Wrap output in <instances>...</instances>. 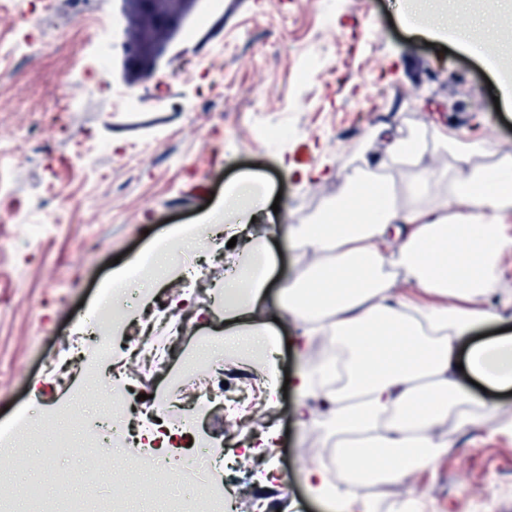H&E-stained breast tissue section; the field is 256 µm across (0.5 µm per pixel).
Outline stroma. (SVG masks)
Returning <instances> with one entry per match:
<instances>
[{"label":"stroma","instance_id":"stroma-1","mask_svg":"<svg viewBox=\"0 0 512 512\" xmlns=\"http://www.w3.org/2000/svg\"><path fill=\"white\" fill-rule=\"evenodd\" d=\"M404 0H224L221 17L193 41L181 32L162 39L159 55L135 63L116 57L105 83L87 79L95 65L89 25L108 32L121 0H0V427L18 422L37 429L18 453L13 481L38 488L13 512H171L148 480L133 476L128 494L108 482L85 483L89 467L109 470L134 460L138 448L80 452L82 431L71 406L87 373L99 382L82 410L101 414L111 366L132 365L133 351L152 340L147 327L160 315L182 326L161 364L145 370L138 388L148 397L131 421L156 429V403L168 397L205 342L220 346L227 397L248 392L241 414H263L278 429L272 446L249 472L210 474L231 483L237 512H254L271 497L282 512H333L307 489L304 470L335 440L297 416L288 391L276 407L266 381L248 361L234 358L224 336V307L216 297L231 248L194 246L185 259L202 274L183 281L152 278L136 284L135 299L118 300L126 321L111 340L109 366L70 358L84 320L102 305L114 270H127L168 230L196 224L217 211L227 186L251 175L278 212H266L249 231L274 245L279 272L297 277L300 248L284 230L311 223L335 200L346 175L385 149L372 138L378 126L405 134L442 127L483 140L492 153L512 154V107L496 108L512 81V14L504 0H460L459 15L478 11L505 36L478 57L458 48L452 32L432 33L433 16L407 17ZM45 49L30 57V40ZM141 106L123 109V90ZM308 145V172L296 176L293 156ZM281 288L272 283L262 302L273 316L277 383L302 368L290 346L298 325L280 315ZM495 401L489 424L454 427L435 469L418 472L411 488L392 485L367 493L370 512H387L414 497L420 512H512V431L499 428L512 413V391L473 388ZM223 413L198 431L206 451L240 449L254 438ZM71 500L52 501L58 482Z\"/></svg>","mask_w":512,"mask_h":512}]
</instances>
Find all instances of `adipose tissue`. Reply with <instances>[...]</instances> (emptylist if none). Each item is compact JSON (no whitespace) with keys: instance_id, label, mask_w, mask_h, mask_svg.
Listing matches in <instances>:
<instances>
[{"instance_id":"ef3b65f1","label":"adipose tissue","mask_w":512,"mask_h":512,"mask_svg":"<svg viewBox=\"0 0 512 512\" xmlns=\"http://www.w3.org/2000/svg\"><path fill=\"white\" fill-rule=\"evenodd\" d=\"M385 155L347 176L335 202L312 223L288 231L307 261L282 285V308L301 327L298 357L321 339L328 360L297 372L300 399L318 397L319 428L339 440L338 483L319 464L306 469L314 494L346 504L363 502L362 488L380 481L408 483L432 468L447 445L437 430L448 415L459 426H479L496 412L478 403L459 379L466 361L487 387L512 388V330L483 340L475 333L500 322L512 307L498 260L512 251L505 222L512 217V154L488 156L480 141L437 129L430 137L373 130ZM447 156L441 189L420 171L427 143ZM411 169L409 204H398L388 171ZM242 180L224 194V222L244 232L259 217L261 193ZM274 267L266 242L248 237L217 295L224 319L240 324L242 353L265 346L269 330L257 316ZM429 300L397 295V275Z\"/></svg>"}]
</instances>
